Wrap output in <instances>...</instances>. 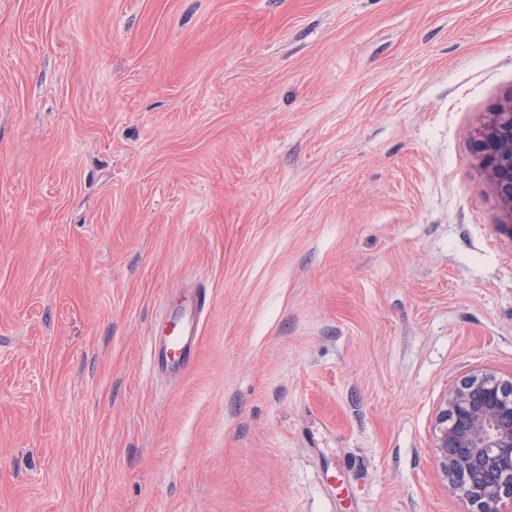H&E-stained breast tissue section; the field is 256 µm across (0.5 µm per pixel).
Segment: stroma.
Returning <instances> with one entry per match:
<instances>
[{
	"label": "stroma",
	"instance_id": "1",
	"mask_svg": "<svg viewBox=\"0 0 512 512\" xmlns=\"http://www.w3.org/2000/svg\"><path fill=\"white\" fill-rule=\"evenodd\" d=\"M511 99L512 0H0V512H472L431 432L512 375ZM477 140L485 179L497 195L505 221L500 224L512 235V100L494 108ZM210 304L208 288L199 287L192 311L178 326H174L166 336L161 350H152L153 365L177 366L180 359L187 353L190 357L194 352L199 336L203 317Z\"/></svg>",
	"mask_w": 512,
	"mask_h": 512
}]
</instances>
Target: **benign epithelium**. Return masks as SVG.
Wrapping results in <instances>:
<instances>
[{
    "instance_id": "benign-epithelium-1",
    "label": "benign epithelium",
    "mask_w": 512,
    "mask_h": 512,
    "mask_svg": "<svg viewBox=\"0 0 512 512\" xmlns=\"http://www.w3.org/2000/svg\"><path fill=\"white\" fill-rule=\"evenodd\" d=\"M485 179L512 235V101L494 108L477 140ZM432 448L440 469L476 512L512 500V376H472L437 406Z\"/></svg>"
}]
</instances>
